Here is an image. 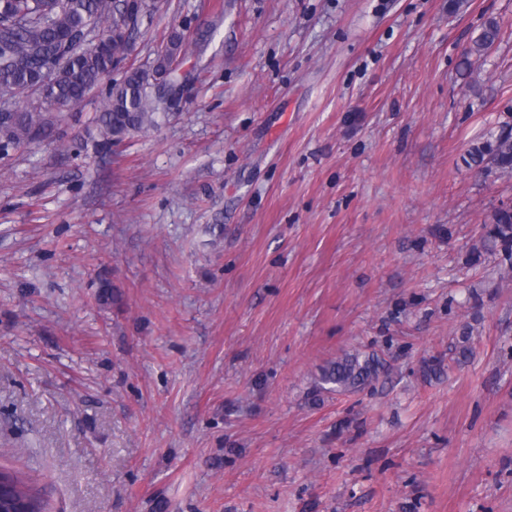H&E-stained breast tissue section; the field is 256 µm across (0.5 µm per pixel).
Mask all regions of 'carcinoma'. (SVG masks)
<instances>
[{
    "mask_svg": "<svg viewBox=\"0 0 512 512\" xmlns=\"http://www.w3.org/2000/svg\"><path fill=\"white\" fill-rule=\"evenodd\" d=\"M148 9L146 0H0V155L43 139L52 122L42 105L73 106L110 76L119 54L127 50L123 32ZM110 43L102 49L88 45L92 34ZM500 25L487 20L477 37L473 54L480 57L499 39ZM189 43L172 32L151 69L128 70L119 83L109 84L88 138L110 148L165 121L170 111L164 95L153 89L149 73L168 74L169 85L179 82L171 63L186 59ZM466 163L487 171L512 172V124L506 122L491 141L474 144ZM489 241L500 247L512 263V208L492 215ZM385 369L375 354H343L321 369L329 390L360 389ZM0 512H48L38 491L21 476L0 467Z\"/></svg>",
    "mask_w": 512,
    "mask_h": 512,
    "instance_id": "1",
    "label": "carcinoma"
}]
</instances>
